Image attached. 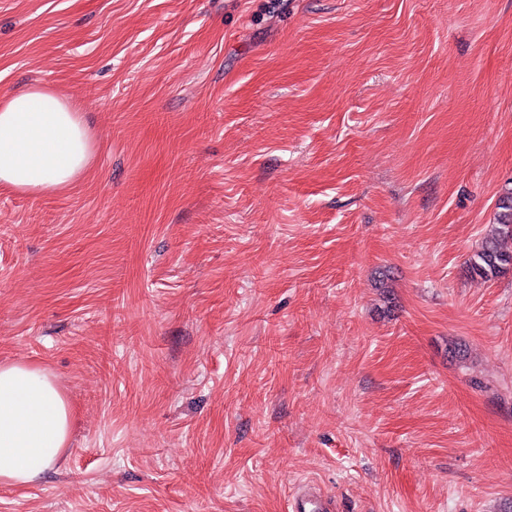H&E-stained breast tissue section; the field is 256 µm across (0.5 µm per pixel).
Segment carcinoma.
Returning <instances> with one entry per match:
<instances>
[{
	"label": "carcinoma",
	"mask_w": 512,
	"mask_h": 512,
	"mask_svg": "<svg viewBox=\"0 0 512 512\" xmlns=\"http://www.w3.org/2000/svg\"><path fill=\"white\" fill-rule=\"evenodd\" d=\"M466 266L471 277L484 282L512 271V187L504 188L499 195L495 222Z\"/></svg>",
	"instance_id": "obj_1"
}]
</instances>
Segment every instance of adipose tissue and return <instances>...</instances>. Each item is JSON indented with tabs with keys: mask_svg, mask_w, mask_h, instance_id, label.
<instances>
[{
	"mask_svg": "<svg viewBox=\"0 0 512 512\" xmlns=\"http://www.w3.org/2000/svg\"><path fill=\"white\" fill-rule=\"evenodd\" d=\"M94 138L79 101L31 84L0 94V189L32 195L71 188L91 169ZM71 408L52 373L0 364V484L35 482L69 446Z\"/></svg>",
	"mask_w": 512,
	"mask_h": 512,
	"instance_id": "obj_1",
	"label": "adipose tissue"
}]
</instances>
